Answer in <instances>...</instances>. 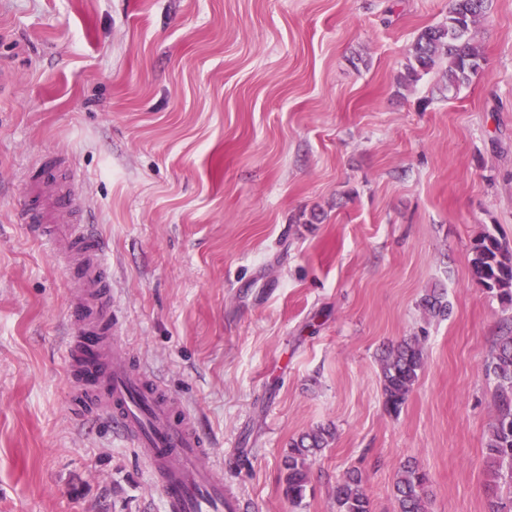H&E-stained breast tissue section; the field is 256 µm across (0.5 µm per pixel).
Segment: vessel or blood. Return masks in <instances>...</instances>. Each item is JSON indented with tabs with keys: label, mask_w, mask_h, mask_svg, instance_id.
<instances>
[{
	"label": "vessel or blood",
	"mask_w": 512,
	"mask_h": 512,
	"mask_svg": "<svg viewBox=\"0 0 512 512\" xmlns=\"http://www.w3.org/2000/svg\"><path fill=\"white\" fill-rule=\"evenodd\" d=\"M68 165L61 158L43 168L27 188L20 216L27 224L48 225L51 235L72 238L83 252L75 269L80 291L71 309V377L95 411L111 417L116 432L145 462L161 492L164 512H245V502L225 494L223 472L205 464L209 443L191 414L131 367L119 341L112 302L103 293L102 240L76 221L82 181L74 173L57 174Z\"/></svg>",
	"instance_id": "vessel-or-blood-1"
}]
</instances>
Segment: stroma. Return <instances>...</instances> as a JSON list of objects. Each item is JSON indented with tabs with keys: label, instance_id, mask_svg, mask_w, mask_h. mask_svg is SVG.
I'll use <instances>...</instances> for the list:
<instances>
[{
	"label": "stroma",
	"instance_id": "35a3bbf8",
	"mask_svg": "<svg viewBox=\"0 0 512 512\" xmlns=\"http://www.w3.org/2000/svg\"><path fill=\"white\" fill-rule=\"evenodd\" d=\"M448 0H0V512H161L130 443L76 415L65 243L17 211L68 156L106 245L132 363L193 415L255 512H336L363 477L396 512L406 463L428 512L512 501L492 477L486 365L512 305L476 284L485 230L512 247V0L472 34L486 62L447 90L399 75ZM443 293L447 314L420 305ZM426 364L387 413L379 357ZM332 430L305 498L293 439ZM336 512H370V503L362 489V476L347 471L336 485Z\"/></svg>",
	"mask_w": 512,
	"mask_h": 512
}]
</instances>
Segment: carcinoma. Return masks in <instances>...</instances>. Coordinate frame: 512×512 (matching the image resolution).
Wrapping results in <instances>:
<instances>
[{
	"label": "carcinoma",
	"mask_w": 512,
	"mask_h": 512,
	"mask_svg": "<svg viewBox=\"0 0 512 512\" xmlns=\"http://www.w3.org/2000/svg\"><path fill=\"white\" fill-rule=\"evenodd\" d=\"M491 0H450L446 22L422 29L409 46L410 61L400 81L410 85L429 72L437 59L447 61L445 81L450 88L469 82L481 68L483 55L469 36L470 27L482 19ZM474 278L490 293L512 303V250L490 230L471 248ZM422 306L431 315L448 312L441 294L423 298ZM426 363L420 339L414 337L388 346L381 356L380 370L385 408L397 414L407 401ZM497 381L498 416L487 447L494 473L508 466L512 471V334L502 336L487 365ZM333 432L318 427L293 440L284 466V494L292 502L306 496L311 459L328 447ZM425 473L405 465L394 482L397 512H427ZM336 512H370V503L362 489V476L356 470L346 472L336 485Z\"/></svg>",
	"instance_id": "carcinoma-1"
}]
</instances>
